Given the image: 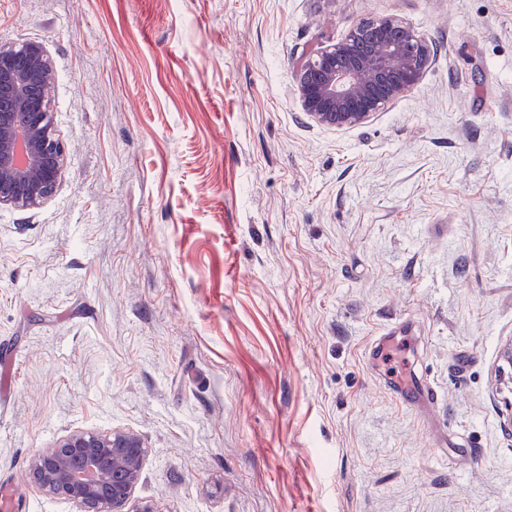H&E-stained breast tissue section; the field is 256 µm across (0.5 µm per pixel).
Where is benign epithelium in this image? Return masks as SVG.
I'll list each match as a JSON object with an SVG mask.
<instances>
[{"label": "benign epithelium", "mask_w": 512, "mask_h": 512, "mask_svg": "<svg viewBox=\"0 0 512 512\" xmlns=\"http://www.w3.org/2000/svg\"><path fill=\"white\" fill-rule=\"evenodd\" d=\"M429 58L426 41L403 21L359 23L301 67L296 91L315 122L354 128L417 84ZM50 69L42 42L0 44V98L10 107L0 113L1 206L40 205L60 184L64 148L53 130L49 92L41 89L42 73ZM146 455L136 434L77 432L34 457L32 481L79 512H129Z\"/></svg>", "instance_id": "1"}]
</instances>
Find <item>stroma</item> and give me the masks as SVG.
Instances as JSON below:
<instances>
[{
  "label": "stroma",
  "mask_w": 512,
  "mask_h": 512,
  "mask_svg": "<svg viewBox=\"0 0 512 512\" xmlns=\"http://www.w3.org/2000/svg\"><path fill=\"white\" fill-rule=\"evenodd\" d=\"M385 17L429 42L421 80L313 121L301 65ZM29 40L67 163L0 207L17 512H78L30 461L118 430L156 512H512V0H0ZM399 395L403 403L429 404L436 399L435 390L429 383H421L416 378H410L406 382H399Z\"/></svg>",
  "instance_id": "stroma-1"
}]
</instances>
